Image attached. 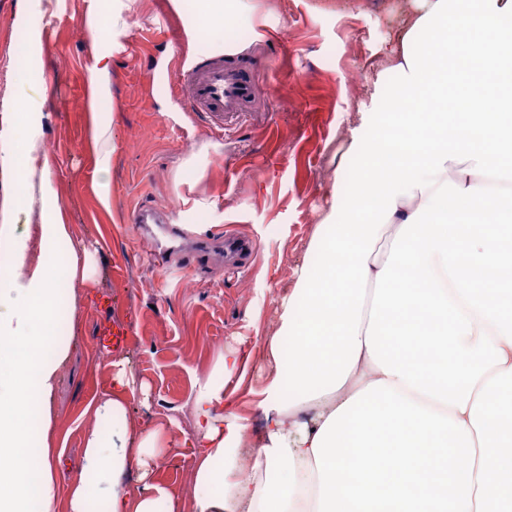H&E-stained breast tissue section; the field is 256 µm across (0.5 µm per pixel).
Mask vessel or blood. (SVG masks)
Wrapping results in <instances>:
<instances>
[{
	"mask_svg": "<svg viewBox=\"0 0 512 512\" xmlns=\"http://www.w3.org/2000/svg\"><path fill=\"white\" fill-rule=\"evenodd\" d=\"M183 80L187 86L188 111L204 114L211 126L220 132L245 113L247 104L257 93L252 73L226 63L220 55L186 59ZM128 221L148 231L152 226L168 223L169 218L154 205L145 203L129 213ZM218 247L224 250L225 264L235 268L245 267L256 249L250 239L228 233L221 239L195 240L193 251L206 256Z\"/></svg>",
	"mask_w": 512,
	"mask_h": 512,
	"instance_id": "b4317fda",
	"label": "vessel or blood"
}]
</instances>
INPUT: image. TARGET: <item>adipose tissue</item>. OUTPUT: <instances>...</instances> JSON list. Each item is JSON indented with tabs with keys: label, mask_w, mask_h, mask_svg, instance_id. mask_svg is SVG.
<instances>
[{
	"label": "adipose tissue",
	"mask_w": 512,
	"mask_h": 512,
	"mask_svg": "<svg viewBox=\"0 0 512 512\" xmlns=\"http://www.w3.org/2000/svg\"><path fill=\"white\" fill-rule=\"evenodd\" d=\"M88 9L89 143L97 196L111 203L112 58L132 0ZM382 50L376 85L391 97L349 130L359 173L334 193L311 248L319 265L281 301L268 341L275 373L258 407L266 426L236 478L244 426L217 413L224 387L194 398L195 512H512V225L496 182L512 184V0H414ZM34 95L0 122L10 206H39L26 231L0 225V512H176L155 483L170 452L167 424L135 430L125 359L107 364L111 389L90 405L84 474L56 465L54 397L69 344L59 309L96 284V250L73 239L51 189L52 165ZM475 178L449 188L451 162ZM398 237L385 261L380 229ZM111 422L103 430L102 422ZM138 470L140 490L126 475ZM66 499H59V486Z\"/></svg>",
	"instance_id": "obj_1"
}]
</instances>
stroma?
<instances>
[{
	"instance_id": "stroma-1",
	"label": "stroma",
	"mask_w": 512,
	"mask_h": 512,
	"mask_svg": "<svg viewBox=\"0 0 512 512\" xmlns=\"http://www.w3.org/2000/svg\"><path fill=\"white\" fill-rule=\"evenodd\" d=\"M97 0H58L44 24L41 60L48 99L42 149L53 161L52 188L68 209L72 233L95 239L99 286L81 298L76 318L62 316L73 341L55 394L64 475L84 466L87 406L109 389L106 359L125 355L146 393L132 426L174 418V452L155 479L194 508L198 380L224 382V421L256 434V409L273 371L266 340L303 269L316 268L309 244L329 210L338 176L355 180L348 128L374 95L380 47L391 37L401 0H252L250 15L210 25L197 0H135L124 49L112 59V200L103 208L86 147V64L92 38L81 17ZM17 0H0V119L12 112L31 67L27 33L14 24ZM238 53L250 63L257 98L225 132L186 111L178 90L182 56ZM142 201L163 209L185 239L232 231L254 239L248 267L228 270L214 255L190 261L168 254L151 262L153 244L128 221ZM126 328L121 347L102 330ZM235 352L237 367L221 359Z\"/></svg>"
}]
</instances>
